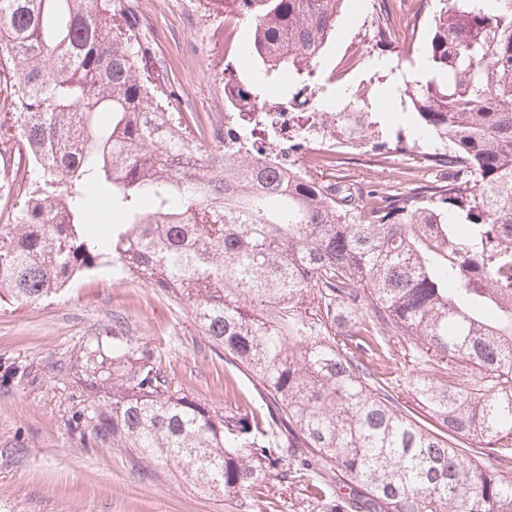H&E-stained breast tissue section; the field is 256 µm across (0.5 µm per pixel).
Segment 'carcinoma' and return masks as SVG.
I'll return each instance as SVG.
<instances>
[{"label": "carcinoma", "instance_id": "obj_1", "mask_svg": "<svg viewBox=\"0 0 512 512\" xmlns=\"http://www.w3.org/2000/svg\"><path fill=\"white\" fill-rule=\"evenodd\" d=\"M351 0H224L253 23L251 80L224 68V130L193 136L131 0H0V153L25 165L0 224V307L55 299L102 265L188 305L251 381V411L186 391L115 329L75 354L71 427L218 497L274 476L321 512H512V0H439L429 75L389 92L448 182L363 192L286 164L270 104L342 115L318 82ZM388 0L371 40L392 47ZM121 216L106 235L89 207ZM407 345L391 366L390 342ZM407 389L433 420L399 403ZM493 457L488 467L457 443Z\"/></svg>", "mask_w": 512, "mask_h": 512}]
</instances>
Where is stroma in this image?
<instances>
[{
    "label": "stroma",
    "instance_id": "obj_1",
    "mask_svg": "<svg viewBox=\"0 0 512 512\" xmlns=\"http://www.w3.org/2000/svg\"><path fill=\"white\" fill-rule=\"evenodd\" d=\"M132 4L141 34L176 90L174 108L195 113L204 128H211L224 113L220 64L233 63L244 78L257 73L249 56L224 54L232 43L251 41V21L225 29L224 11L213 0ZM421 6L434 12L437 0H389L395 46L381 50L368 43L375 0H357L338 22L318 72L320 81L334 77L349 44L359 41L368 45L360 65L336 85L344 101H357L358 89L380 77L389 83L419 79L427 64V31H410L407 24ZM404 44L412 51L397 58L395 49ZM318 175L364 189L403 191L444 182L448 173L427 167L415 153L387 160L368 147L340 145L332 166L319 169ZM112 325L160 351L168 371L211 407L224 409L230 390L238 394L237 407L249 409L253 390L248 378L198 332L189 309L138 280L113 279L103 268L75 279L63 298L2 309L0 377L16 361H27L31 370L20 384L0 380V500L12 512H315L304 491L274 478L265 494L247 501L215 498L177 484L169 469L128 450L74 434L69 419L90 396L79 381L74 353L87 336Z\"/></svg>",
    "mask_w": 512,
    "mask_h": 512
}]
</instances>
